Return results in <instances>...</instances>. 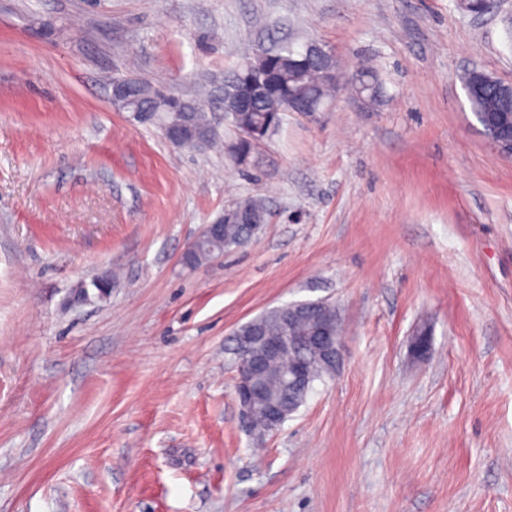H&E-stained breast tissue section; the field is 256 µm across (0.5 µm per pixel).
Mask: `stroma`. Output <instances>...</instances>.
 Returning a JSON list of instances; mask_svg holds the SVG:
<instances>
[{
  "label": "stroma",
  "mask_w": 512,
  "mask_h": 512,
  "mask_svg": "<svg viewBox=\"0 0 512 512\" xmlns=\"http://www.w3.org/2000/svg\"><path fill=\"white\" fill-rule=\"evenodd\" d=\"M312 40L382 97L285 113L241 170L225 76ZM475 66L512 82V0H0V512H512V158ZM126 76L208 98L220 147L115 107ZM251 196L260 235L185 267ZM317 300L343 365L256 438L233 333ZM352 71V73L346 77V81L349 83L348 85L357 93L363 88V83H367L369 87L362 91L366 93L370 101H377L380 97L381 85L376 72L372 68L363 65L356 66Z\"/></svg>",
  "instance_id": "1"
}]
</instances>
